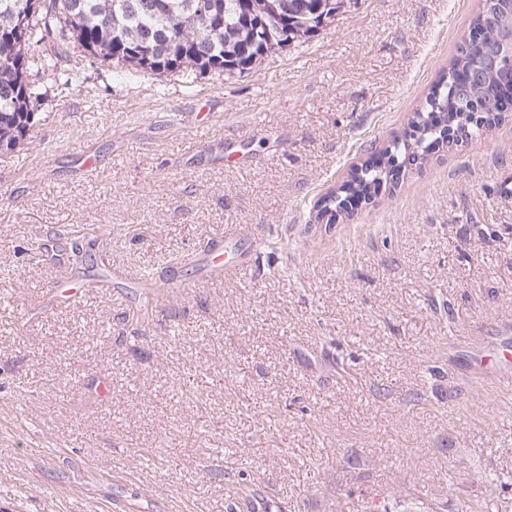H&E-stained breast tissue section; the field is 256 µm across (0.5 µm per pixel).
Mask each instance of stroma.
I'll return each instance as SVG.
<instances>
[{"label":"stroma","instance_id":"stroma-1","mask_svg":"<svg viewBox=\"0 0 512 512\" xmlns=\"http://www.w3.org/2000/svg\"><path fill=\"white\" fill-rule=\"evenodd\" d=\"M478 6L344 0L241 73L73 46L72 86L33 74L40 122L0 156V512H251L246 486L266 512H512V390L474 371L512 350V112L352 216L315 208L404 133ZM235 226L252 282L199 281L186 257ZM78 229L157 282L148 326ZM68 275L89 291L44 309Z\"/></svg>","mask_w":512,"mask_h":512}]
</instances>
